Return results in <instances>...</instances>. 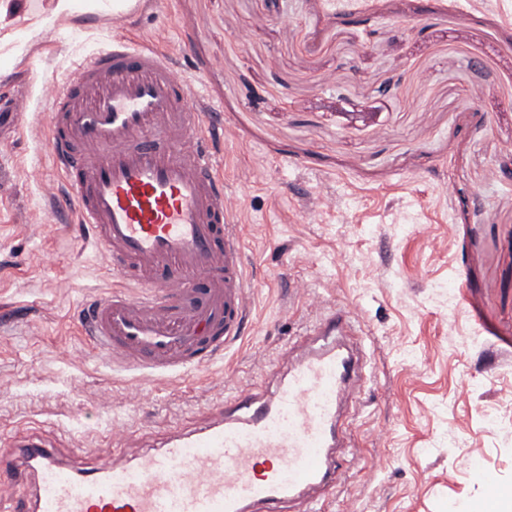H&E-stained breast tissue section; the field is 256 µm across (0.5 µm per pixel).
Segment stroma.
<instances>
[{
  "instance_id": "obj_1",
  "label": "stroma",
  "mask_w": 512,
  "mask_h": 512,
  "mask_svg": "<svg viewBox=\"0 0 512 512\" xmlns=\"http://www.w3.org/2000/svg\"><path fill=\"white\" fill-rule=\"evenodd\" d=\"M138 0L0 45V435L89 468L278 368L325 309L362 322L354 447L322 512H486L512 503V0ZM175 53L220 114L247 332L223 360L141 382L76 327L113 277L44 146L45 79L115 35ZM457 196H449V184Z\"/></svg>"
}]
</instances>
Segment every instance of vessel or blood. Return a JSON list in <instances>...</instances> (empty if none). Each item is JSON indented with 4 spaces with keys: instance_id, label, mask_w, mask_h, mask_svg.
<instances>
[{
    "instance_id": "1",
    "label": "vessel or blood",
    "mask_w": 512,
    "mask_h": 512,
    "mask_svg": "<svg viewBox=\"0 0 512 512\" xmlns=\"http://www.w3.org/2000/svg\"><path fill=\"white\" fill-rule=\"evenodd\" d=\"M44 85L45 148L79 228L122 283L83 308L90 344L157 383L210 365L242 337L248 306L216 127L167 53L123 37ZM362 333L351 311L327 309L285 348L283 376L237 390L203 426L132 463L87 470L38 434L1 441L0 481L32 474L22 512H277L290 501L315 512L342 474Z\"/></svg>"
}]
</instances>
